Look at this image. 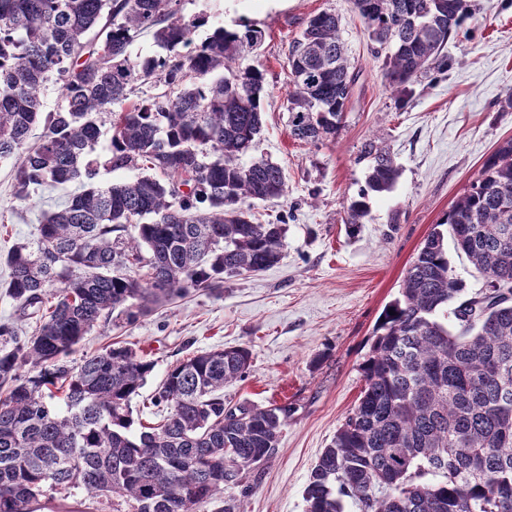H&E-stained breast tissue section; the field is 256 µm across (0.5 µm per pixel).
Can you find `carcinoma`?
I'll return each instance as SVG.
<instances>
[{
	"label": "carcinoma",
	"mask_w": 512,
	"mask_h": 512,
	"mask_svg": "<svg viewBox=\"0 0 512 512\" xmlns=\"http://www.w3.org/2000/svg\"><path fill=\"white\" fill-rule=\"evenodd\" d=\"M369 37L389 44L384 77L405 92L443 53L463 0H353ZM181 0H0V159L13 161V197L45 185L80 190L7 256L5 293L39 323L21 339L0 325V512H37L59 490L107 497L109 512H237L224 491L249 493L275 455L288 403L224 399L247 376L252 351L193 355L153 396L160 419L135 421L132 399L153 364L130 347L67 358L118 313L133 323L189 290L276 264L284 224L252 220L249 200L287 195L282 168L240 163L260 136L266 71L245 60L264 35L219 26L186 55L134 56L152 32L167 51L190 42ZM291 135L336 134L355 76L336 14L313 15L288 49ZM60 101L44 112L50 75ZM166 90L130 98L135 88ZM43 121L39 142L28 134ZM109 126L113 169L102 185L90 153ZM365 188L347 207L356 232L369 197L399 168L369 142ZM135 234L125 235L128 225ZM483 275L467 293L448 239ZM147 268L144 278L129 271ZM394 314H389V311ZM30 365L32 370L22 369ZM358 402L314 465L305 512H512V138L434 225L381 313L362 363Z\"/></svg>",
	"instance_id": "obj_1"
}]
</instances>
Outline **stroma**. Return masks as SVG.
<instances>
[{"label": "stroma", "mask_w": 512, "mask_h": 512, "mask_svg": "<svg viewBox=\"0 0 512 512\" xmlns=\"http://www.w3.org/2000/svg\"><path fill=\"white\" fill-rule=\"evenodd\" d=\"M469 7L446 51V74H429L399 98L385 82L352 0H183L185 18L208 14L193 44L216 26L241 20L261 28L260 62L267 71L263 129L242 163L264 157L285 176V198L257 202L259 221L286 225L281 260L230 279L220 293L194 291L157 305L134 323L117 316L94 328L71 354L120 344L153 370L132 400L135 417L155 418L150 398L179 361L236 345L252 350L247 377L224 388L225 400L290 402L293 416L278 451L262 466L249 494L232 489L238 512H305L312 467L351 412L364 386L361 363L385 305L395 299L431 229L477 177L484 159L512 137V0H465ZM322 11L341 17V39L356 76L342 127L316 143L295 140L288 125L290 43ZM389 147L400 175L394 188L370 199V214L348 234L346 206L366 185V142ZM13 165L0 162V284L8 251L33 240L43 212L76 184L45 188L31 201L12 196Z\"/></svg>", "instance_id": "stroma-1"}]
</instances>
